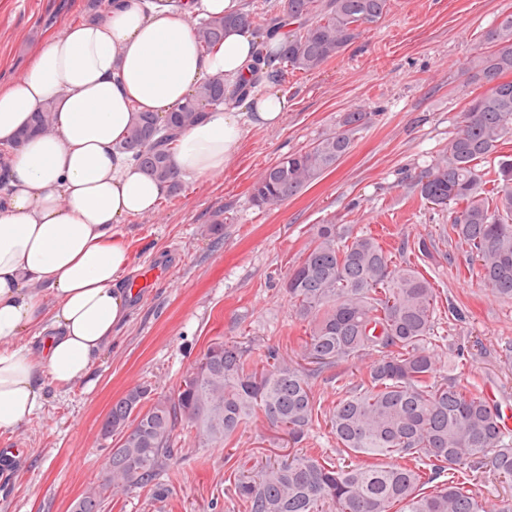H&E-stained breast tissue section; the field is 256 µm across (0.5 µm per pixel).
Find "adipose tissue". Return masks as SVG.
<instances>
[{
    "instance_id": "ef3b65f1",
    "label": "adipose tissue",
    "mask_w": 512,
    "mask_h": 512,
    "mask_svg": "<svg viewBox=\"0 0 512 512\" xmlns=\"http://www.w3.org/2000/svg\"><path fill=\"white\" fill-rule=\"evenodd\" d=\"M242 0H107L103 16L43 40L0 90V435L16 432L47 395L89 379L113 329L132 312V268L115 228L155 212L167 191L121 146L134 108L165 114L206 78L248 73L255 37L229 30L211 54L198 21ZM251 111L213 110L178 137L177 178L223 176L247 129L279 126L288 100L255 93ZM51 105L50 129L14 147L32 112Z\"/></svg>"
}]
</instances>
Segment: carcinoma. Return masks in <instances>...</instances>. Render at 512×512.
I'll use <instances>...</instances> for the list:
<instances>
[{"instance_id":"1","label":"carcinoma","mask_w":512,"mask_h":512,"mask_svg":"<svg viewBox=\"0 0 512 512\" xmlns=\"http://www.w3.org/2000/svg\"><path fill=\"white\" fill-rule=\"evenodd\" d=\"M390 5L282 0L279 12L254 20L258 49L247 80L208 78L163 117L134 111L122 148L134 152L146 175L177 191L168 155L178 132L205 112L245 102L265 78L320 70ZM250 17L208 18L195 29L198 42L210 50ZM285 17L299 21L301 31L282 43L283 67L265 70L266 38ZM484 40L488 50L471 56L465 71L486 90L458 112L448 146L415 186L424 203L448 212V231L466 253L470 277L492 296L512 301V154L504 152L512 143V14ZM371 120L369 112H345L332 131L269 165L251 186L253 204L275 209L336 169ZM51 123L46 106L15 146ZM285 293L304 326L296 355L288 358L272 343L258 363L249 342L217 338L174 394L129 390L102 423L104 437H118L107 457L111 478L86 490L69 512H101L109 496L146 487L164 497L160 477L180 424L196 431L200 447L211 448L229 446L256 421L287 443L288 453L233 468L232 499L244 512H512V495L494 500L477 489L478 471L486 467L512 481L503 417L476 382L462 376V349H449L451 374L440 373L438 290L417 262H395L370 234L317 224L303 258L288 271ZM353 364L360 382L346 388L345 368ZM320 377L336 378L338 397L330 407L313 390ZM321 425L335 441L334 455L299 447Z\"/></svg>"}]
</instances>
